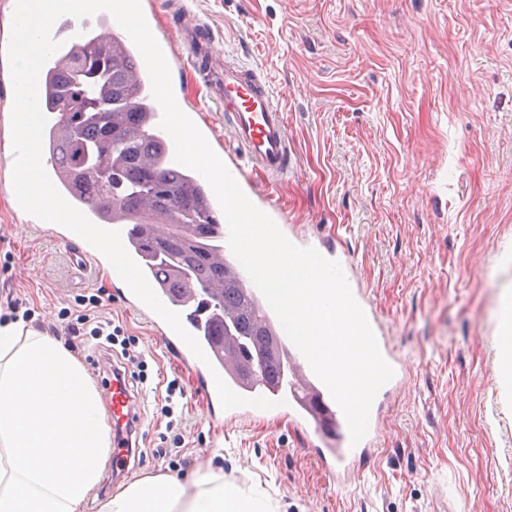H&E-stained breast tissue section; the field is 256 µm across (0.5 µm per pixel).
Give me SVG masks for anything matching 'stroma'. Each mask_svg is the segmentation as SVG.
<instances>
[{
	"instance_id": "35a3bbf8",
	"label": "stroma",
	"mask_w": 512,
	"mask_h": 512,
	"mask_svg": "<svg viewBox=\"0 0 512 512\" xmlns=\"http://www.w3.org/2000/svg\"><path fill=\"white\" fill-rule=\"evenodd\" d=\"M175 60L172 88L223 150L213 102L180 34L262 69L284 110L292 165L252 175L287 212L302 247L333 248L367 298L402 382L377 450L342 486L286 417H230L195 392L198 377L123 296L105 268L77 266L64 231L14 211L0 170V307L58 328L78 296L102 293L103 320L135 337L142 384L139 466L102 477L81 512L144 475L225 479L278 512H512V399L497 369L500 298L512 287V0H141ZM184 396L178 430L161 412L169 381ZM182 434L178 465L155 455Z\"/></svg>"
}]
</instances>
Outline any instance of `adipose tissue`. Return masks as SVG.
Segmentation results:
<instances>
[{
    "label": "adipose tissue",
    "instance_id": "ef3b65f1",
    "mask_svg": "<svg viewBox=\"0 0 512 512\" xmlns=\"http://www.w3.org/2000/svg\"><path fill=\"white\" fill-rule=\"evenodd\" d=\"M100 395L54 337L21 320L0 323V512H79L108 460ZM100 512H277L223 474L192 483L136 479Z\"/></svg>",
    "mask_w": 512,
    "mask_h": 512
}]
</instances>
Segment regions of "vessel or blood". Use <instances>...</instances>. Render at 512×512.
Listing matches in <instances>:
<instances>
[{"instance_id": "b4317fda", "label": "vessel or blood", "mask_w": 512, "mask_h": 512, "mask_svg": "<svg viewBox=\"0 0 512 512\" xmlns=\"http://www.w3.org/2000/svg\"><path fill=\"white\" fill-rule=\"evenodd\" d=\"M92 23L96 24L98 34L103 38L111 37L120 29L113 16L105 11L97 13L92 20L65 15L55 22L52 37L61 43L74 44ZM200 76L211 97L223 102L224 123L231 130V140L247 156L253 169L271 179L286 174L291 162L287 128L282 110L273 101L268 80L257 70L230 59L224 60L220 69H201ZM156 293L168 308L180 314L185 329L201 339L204 359L194 358L192 351L186 347L182 348L181 353L184 359L192 362L201 376V394L206 402L218 398L214 383L218 377L239 395L284 401V410L289 417L301 427L312 428L317 436L318 446L313 454L319 468L340 483L350 477L362 456L371 453L377 441L380 414L389 392L388 387H381L375 396L367 435L360 443H351L341 409L305 357L293 347L270 306L264 305L262 308L265 321L292 359L287 377L274 386L262 380L243 379L232 356L217 347L213 340L204 338L202 323L190 319L184 303L179 302L168 289L160 287ZM107 412L113 421L128 422L137 417L136 400L131 389L115 384L108 386Z\"/></svg>"}]
</instances>
